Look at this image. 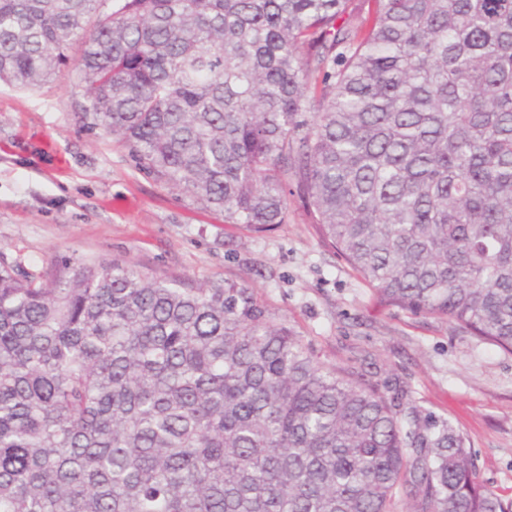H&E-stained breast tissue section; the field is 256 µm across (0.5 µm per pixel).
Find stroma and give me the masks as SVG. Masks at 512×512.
<instances>
[{"label": "stroma", "mask_w": 512, "mask_h": 512, "mask_svg": "<svg viewBox=\"0 0 512 512\" xmlns=\"http://www.w3.org/2000/svg\"><path fill=\"white\" fill-rule=\"evenodd\" d=\"M84 99L71 74L34 90L0 83V260L39 272L61 256L116 258L149 276L247 284L321 363L400 384L448 419L479 480L512 498V353L379 302L299 205L260 233L204 211L87 131Z\"/></svg>", "instance_id": "35a3bbf8"}]
</instances>
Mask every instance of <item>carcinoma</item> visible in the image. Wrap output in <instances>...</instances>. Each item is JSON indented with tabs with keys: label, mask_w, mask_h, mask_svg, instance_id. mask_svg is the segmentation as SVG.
<instances>
[{
	"label": "carcinoma",
	"mask_w": 512,
	"mask_h": 512,
	"mask_svg": "<svg viewBox=\"0 0 512 512\" xmlns=\"http://www.w3.org/2000/svg\"><path fill=\"white\" fill-rule=\"evenodd\" d=\"M226 224L295 193L380 302L512 352V0H0V81ZM512 512L463 433L256 291L0 262V512Z\"/></svg>",
	"instance_id": "cac0c4a2"
}]
</instances>
